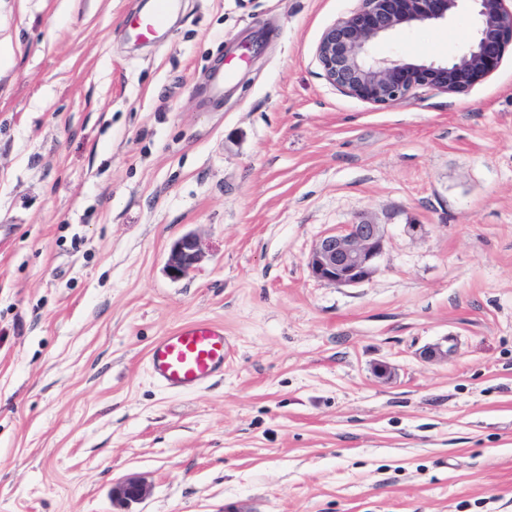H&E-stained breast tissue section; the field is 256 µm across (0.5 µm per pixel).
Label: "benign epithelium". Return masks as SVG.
Listing matches in <instances>:
<instances>
[{
    "mask_svg": "<svg viewBox=\"0 0 512 512\" xmlns=\"http://www.w3.org/2000/svg\"><path fill=\"white\" fill-rule=\"evenodd\" d=\"M508 0H360L350 14L322 33L316 59L325 78L341 93L375 106H387L420 88L448 94L464 92L486 77L512 46V7ZM476 20L471 43L458 58L446 62L376 57L375 40L399 28L443 21L461 12ZM383 225L367 219L341 224L324 234L308 260L310 275L336 287L369 280L384 251ZM203 257L192 234L178 239L166 264L170 278L193 272ZM114 497L142 499L146 486L135 478L118 483Z\"/></svg>",
    "mask_w": 512,
    "mask_h": 512,
    "instance_id": "7a95c632",
    "label": "benign epithelium"
}]
</instances>
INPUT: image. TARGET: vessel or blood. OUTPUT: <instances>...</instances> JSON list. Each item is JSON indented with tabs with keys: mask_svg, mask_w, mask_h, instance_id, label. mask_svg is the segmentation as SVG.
Here are the masks:
<instances>
[{
	"mask_svg": "<svg viewBox=\"0 0 512 512\" xmlns=\"http://www.w3.org/2000/svg\"><path fill=\"white\" fill-rule=\"evenodd\" d=\"M170 0H158L156 10L138 15L130 26L140 39H153ZM230 343L222 323L188 321L159 337L151 346L148 366L154 378L172 390H195L223 374Z\"/></svg>",
	"mask_w": 512,
	"mask_h": 512,
	"instance_id": "obj_1",
	"label": "vessel or blood"
}]
</instances>
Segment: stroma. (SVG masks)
Returning a JSON list of instances; mask_svg holds the SVG:
<instances>
[{"mask_svg":"<svg viewBox=\"0 0 512 512\" xmlns=\"http://www.w3.org/2000/svg\"><path fill=\"white\" fill-rule=\"evenodd\" d=\"M152 3L0 0V512H512V49L379 108L315 56L359 0H175L141 41ZM473 33L461 12L374 52ZM362 218L372 279H313ZM203 319L223 376L162 386L150 346ZM170 0H158L157 9L147 15H137L130 21V26L140 39L151 40L153 39L162 23L164 13L170 5ZM383 225L367 219L341 224L324 234L308 260L310 275L336 287L368 281L384 251ZM203 257L199 240L192 234L178 239L172 246L166 264L170 278L181 279L193 272ZM146 491V486L135 478L126 479L113 488L114 497L124 502L138 501L145 496Z\"/></svg>","mask_w":512,"mask_h":512,"instance_id":"1","label":"stroma"}]
</instances>
